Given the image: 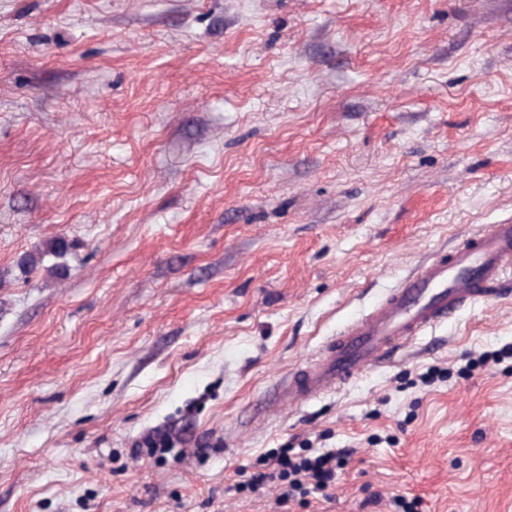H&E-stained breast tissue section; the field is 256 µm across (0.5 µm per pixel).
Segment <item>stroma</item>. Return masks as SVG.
Returning <instances> with one entry per match:
<instances>
[{"instance_id":"obj_1","label":"stroma","mask_w":512,"mask_h":512,"mask_svg":"<svg viewBox=\"0 0 512 512\" xmlns=\"http://www.w3.org/2000/svg\"><path fill=\"white\" fill-rule=\"evenodd\" d=\"M508 219L512 0H0V512H512V300L262 414ZM67 249V242L63 237H57L47 242L44 249L24 253L18 260V265L28 271H35L43 265L47 255H60ZM295 448H276L265 454L261 459L263 467L255 471L248 487L257 492L276 480L282 484L279 502H287L295 498L296 492L302 489V479L311 481L314 488L324 489L336 478V468L344 463V452L329 449L315 456L303 457L294 452Z\"/></svg>"}]
</instances>
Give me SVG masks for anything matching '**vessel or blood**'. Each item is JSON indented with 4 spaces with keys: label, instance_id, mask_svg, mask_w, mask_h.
Segmentation results:
<instances>
[{
    "label": "vessel or blood",
    "instance_id": "vessel-or-blood-1",
    "mask_svg": "<svg viewBox=\"0 0 512 512\" xmlns=\"http://www.w3.org/2000/svg\"><path fill=\"white\" fill-rule=\"evenodd\" d=\"M512 298V224H490L449 254L417 266L364 318L348 323L308 367L288 376L291 404L319 399L404 348L464 308Z\"/></svg>",
    "mask_w": 512,
    "mask_h": 512
}]
</instances>
